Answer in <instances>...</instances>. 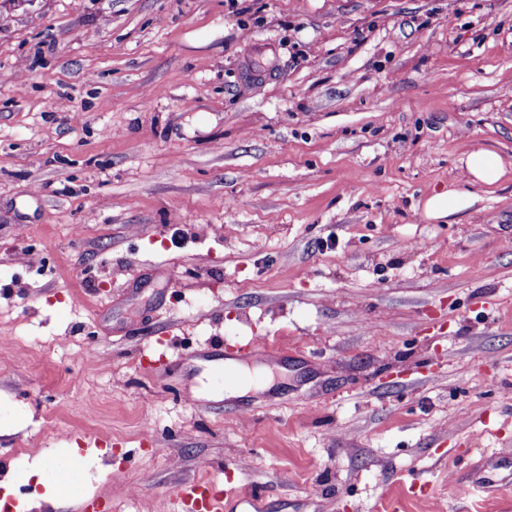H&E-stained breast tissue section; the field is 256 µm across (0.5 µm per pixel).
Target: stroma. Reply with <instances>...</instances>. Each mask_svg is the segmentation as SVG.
Returning a JSON list of instances; mask_svg holds the SVG:
<instances>
[{"instance_id": "obj_1", "label": "stroma", "mask_w": 512, "mask_h": 512, "mask_svg": "<svg viewBox=\"0 0 512 512\" xmlns=\"http://www.w3.org/2000/svg\"><path fill=\"white\" fill-rule=\"evenodd\" d=\"M511 454L512 0H0V496L512 512ZM467 172L471 180L492 184L503 175V169L496 155L488 151H475L466 160ZM471 200L457 190L448 189L447 193L432 197L426 205L428 216L441 218L448 216L462 207H469ZM174 499L182 512H222L224 499L212 493L208 483L189 481L180 484Z\"/></svg>"}]
</instances>
